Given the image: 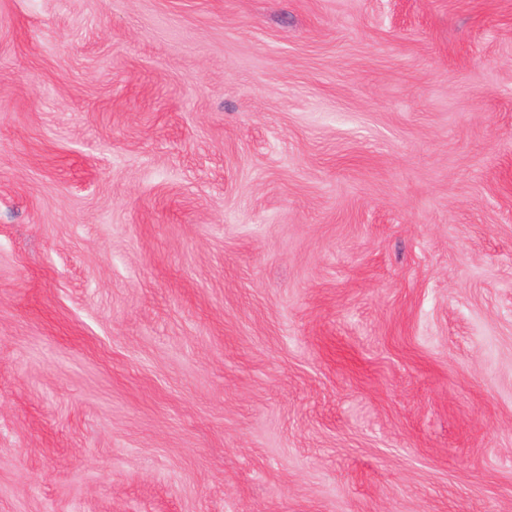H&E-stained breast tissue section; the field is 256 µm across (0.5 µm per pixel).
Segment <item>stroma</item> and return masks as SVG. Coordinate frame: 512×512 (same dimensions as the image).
Wrapping results in <instances>:
<instances>
[{
    "label": "stroma",
    "mask_w": 512,
    "mask_h": 512,
    "mask_svg": "<svg viewBox=\"0 0 512 512\" xmlns=\"http://www.w3.org/2000/svg\"><path fill=\"white\" fill-rule=\"evenodd\" d=\"M0 512H512V0H0Z\"/></svg>",
    "instance_id": "stroma-1"
}]
</instances>
